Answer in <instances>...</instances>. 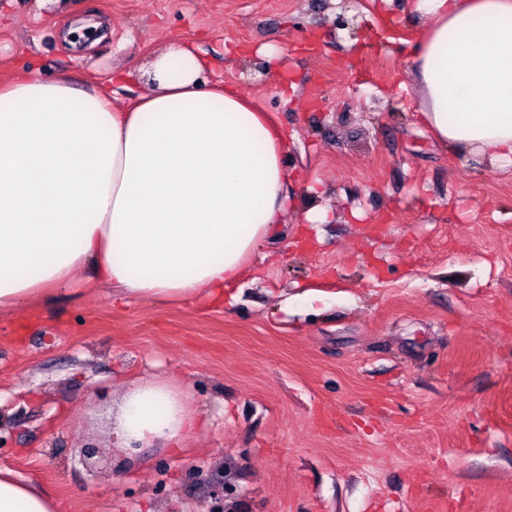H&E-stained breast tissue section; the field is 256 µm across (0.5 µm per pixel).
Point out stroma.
Masks as SVG:
<instances>
[{"label": "stroma", "mask_w": 512, "mask_h": 512, "mask_svg": "<svg viewBox=\"0 0 512 512\" xmlns=\"http://www.w3.org/2000/svg\"><path fill=\"white\" fill-rule=\"evenodd\" d=\"M409 3L0 0L1 86L66 74L132 107L143 69L186 42L205 84L284 130L291 192L224 305L92 287L1 310V469L60 512H210L227 481L234 512H512V169L428 135ZM100 20L101 43H68ZM170 377L204 427L183 456L120 466L113 398Z\"/></svg>", "instance_id": "35a3bbf8"}]
</instances>
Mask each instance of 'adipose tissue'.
Instances as JSON below:
<instances>
[{
    "label": "adipose tissue",
    "mask_w": 512,
    "mask_h": 512,
    "mask_svg": "<svg viewBox=\"0 0 512 512\" xmlns=\"http://www.w3.org/2000/svg\"><path fill=\"white\" fill-rule=\"evenodd\" d=\"M423 120L453 153L512 165V0H414ZM206 60L158 55L134 107L21 73L0 88V310L90 274L115 300L224 301L282 220L287 140L234 89L201 88ZM202 426L189 391L134 382L109 430L126 463L178 456ZM0 512H59L45 488L0 469Z\"/></svg>",
    "instance_id": "adipose-tissue-1"
}]
</instances>
